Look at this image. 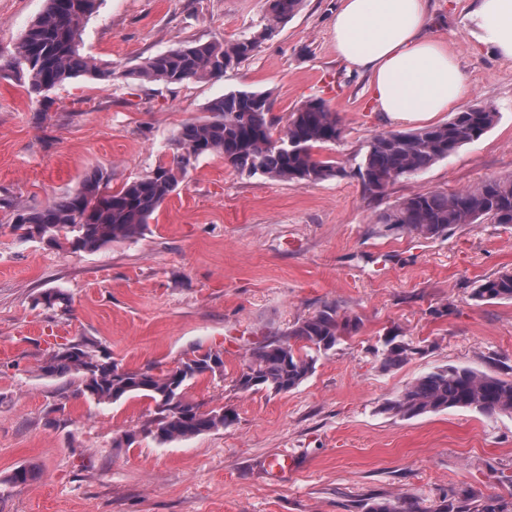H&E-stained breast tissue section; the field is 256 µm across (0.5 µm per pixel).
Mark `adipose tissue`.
I'll return each instance as SVG.
<instances>
[{
    "instance_id": "obj_1",
    "label": "adipose tissue",
    "mask_w": 512,
    "mask_h": 512,
    "mask_svg": "<svg viewBox=\"0 0 512 512\" xmlns=\"http://www.w3.org/2000/svg\"><path fill=\"white\" fill-rule=\"evenodd\" d=\"M425 0H339L332 25L336 53L368 74L380 113L422 123L457 105L466 76L444 45L422 34ZM477 44L512 59V0H473Z\"/></svg>"
}]
</instances>
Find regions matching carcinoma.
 Segmentation results:
<instances>
[{
    "label": "carcinoma",
    "instance_id": "1",
    "mask_svg": "<svg viewBox=\"0 0 512 512\" xmlns=\"http://www.w3.org/2000/svg\"><path fill=\"white\" fill-rule=\"evenodd\" d=\"M96 2L46 0L44 10L25 31L11 57V64L28 77L29 95L39 96L79 76L167 84L221 76L253 56L261 41L273 37L279 25L295 15L303 0H267L268 24L251 37L180 45L119 72L80 52V30L94 13ZM272 109L273 102L264 92L227 93L208 103L207 118L180 129L172 153L160 158L149 174L114 189L109 177L94 169L82 176L76 189L44 207L0 199V208L7 209L8 225L22 239H38L59 250L94 251L141 234L201 156L220 155L224 164L236 171L294 183H316L339 173L335 162L314 154L315 149L343 137L341 120L324 99L304 101L290 112L286 126L279 131L271 117ZM498 119L499 113L490 107L464 109L443 124L375 135L359 171L365 189L381 194L398 179L429 169L479 140ZM482 219L512 224V179L490 178L475 187L448 193L412 194L380 216L381 223L426 239ZM475 298L512 300V271L486 279ZM37 303L63 311L68 308V298L58 290L43 292ZM358 326L357 320L339 315L334 307L305 317L286 337L253 348L235 387L243 392L263 388L274 393L291 391L312 374L317 354L332 350L343 335ZM386 346L385 367L399 366L414 354L407 342L389 339ZM41 370L47 376L80 375L81 393L99 404L135 396L153 401L155 416L138 433L160 444L226 428L235 420L229 409L203 410L186 398V390L199 379L224 372L221 354L211 350L158 373L150 368L120 371L92 344L80 341L54 349ZM452 408L487 416L512 415V379L471 368H438L415 378L385 406L386 411L408 418ZM470 498V490H454L448 503L430 512H468L462 503ZM366 512L420 510L413 502L374 499Z\"/></svg>",
    "mask_w": 512,
    "mask_h": 512
}]
</instances>
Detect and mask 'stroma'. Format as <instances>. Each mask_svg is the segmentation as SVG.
I'll list each match as a JSON object with an SVG mask.
<instances>
[{
	"mask_svg": "<svg viewBox=\"0 0 512 512\" xmlns=\"http://www.w3.org/2000/svg\"><path fill=\"white\" fill-rule=\"evenodd\" d=\"M472 0H427L428 37L467 75L462 106L499 114L481 139L385 192L357 173L385 120L369 79L336 54L338 0H303L254 55L222 77L180 84L77 77L29 97L8 60L45 0H0V198L43 206L99 168L112 187L148 174L178 131L237 90L268 93L285 125L303 101H328L344 128L320 150L343 172L296 184L199 158L141 234L94 251L18 239L0 223V512H366L403 497L422 512L458 488L475 504L512 512V416L467 409L403 418L385 404L407 383L448 365L512 379V301L476 300L494 273L512 271V226L483 220L424 239L380 223L403 198L512 178V59L469 33ZM266 0H99L81 29L84 54L117 70L191 41L234 40L268 22ZM58 289L68 312L36 302ZM326 306L359 318L356 333L319 354L296 389L233 385L251 349L286 336ZM418 352L382 364L386 337ZM89 340L128 368L176 367L196 350L224 357L223 375L188 398L228 407L224 429L160 444L122 442L154 416L153 402L98 404L80 377L41 367L58 344ZM297 467L277 478L279 453ZM20 466L34 478L15 487Z\"/></svg>",
	"mask_w": 512,
	"mask_h": 512,
	"instance_id": "obj_1",
	"label": "stroma"
}]
</instances>
